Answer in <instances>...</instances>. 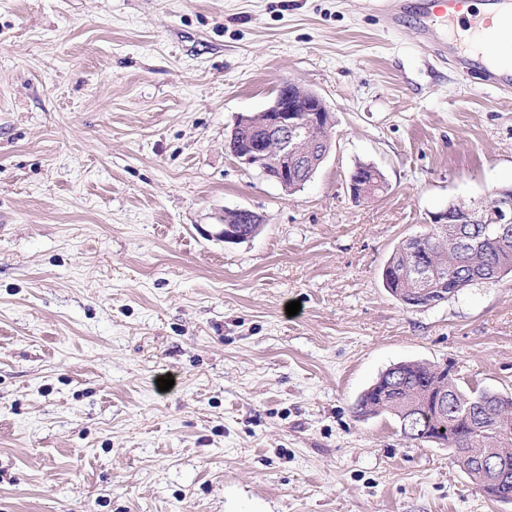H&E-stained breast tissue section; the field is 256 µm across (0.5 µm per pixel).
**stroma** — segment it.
Segmentation results:
<instances>
[{"mask_svg":"<svg viewBox=\"0 0 512 512\" xmlns=\"http://www.w3.org/2000/svg\"><path fill=\"white\" fill-rule=\"evenodd\" d=\"M420 27L375 0H0V512H512L353 413L403 361L512 393V277L418 310L382 286L433 213L512 184V93ZM289 80L333 119L293 194L225 147ZM240 208L260 232L213 237Z\"/></svg>","mask_w":512,"mask_h":512,"instance_id":"1","label":"stroma"}]
</instances>
